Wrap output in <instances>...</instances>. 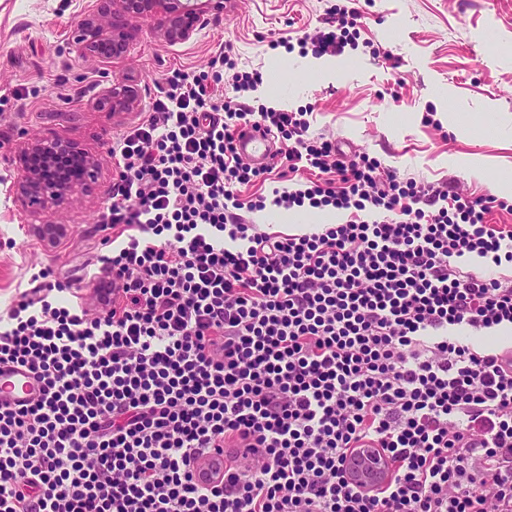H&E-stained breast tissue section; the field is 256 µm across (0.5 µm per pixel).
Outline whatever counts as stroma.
Listing matches in <instances>:
<instances>
[{"instance_id":"35a3bbf8","label":"stroma","mask_w":512,"mask_h":512,"mask_svg":"<svg viewBox=\"0 0 512 512\" xmlns=\"http://www.w3.org/2000/svg\"><path fill=\"white\" fill-rule=\"evenodd\" d=\"M339 2L227 0L217 12L201 0L206 24L189 41H166L157 17L135 21L127 56L112 64L72 42L81 0H0V311L44 266L90 293L98 215L116 175L112 147L148 115L171 70H205L225 50L238 70L261 73L254 101L311 109L313 135L381 169L475 197L512 182V0H357V49L318 56L285 47ZM122 80L136 84L139 102L115 112L103 90ZM33 137L71 142L98 161L95 181L64 207L30 208L15 189L18 155ZM247 219L261 232L293 234L347 216L270 205ZM44 224L63 225L64 236L43 239Z\"/></svg>"}]
</instances>
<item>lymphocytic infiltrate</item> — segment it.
<instances>
[{
	"label": "lymphocytic infiltrate",
	"instance_id": "f902f5d3",
	"mask_svg": "<svg viewBox=\"0 0 512 512\" xmlns=\"http://www.w3.org/2000/svg\"><path fill=\"white\" fill-rule=\"evenodd\" d=\"M336 13L317 53L357 43L356 9ZM261 82L225 54L172 70L112 150L92 294L50 300L46 267L0 315V369L39 387L0 401V512H512V345L448 335L512 325V281L466 268L511 263L512 228L486 223L492 198L344 160L309 112L242 102ZM245 126L320 179L241 201L265 175L236 153ZM269 204L351 218L243 220ZM362 448L384 488L350 478ZM243 214L251 222L248 224H255L259 232L287 234L308 232L325 224H338L350 219L349 212H336L330 208L313 209L305 206L285 210L271 204L264 211Z\"/></svg>",
	"mask_w": 512,
	"mask_h": 512
}]
</instances>
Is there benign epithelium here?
<instances>
[{
	"label": "benign epithelium",
	"mask_w": 512,
	"mask_h": 512,
	"mask_svg": "<svg viewBox=\"0 0 512 512\" xmlns=\"http://www.w3.org/2000/svg\"><path fill=\"white\" fill-rule=\"evenodd\" d=\"M162 16L163 37L171 43L186 42L203 25L201 11L192 0H85L79 11L77 43L80 53L104 59L121 60L129 50L127 29L134 20ZM104 98L112 103V111L127 112L138 100L136 87L129 82H116L104 90ZM76 153L68 142L38 138L29 142L19 160L21 179L17 192L33 206L65 204L74 189L73 179L58 171L55 158ZM77 177L88 184L95 177L96 159L78 154Z\"/></svg>",
	"instance_id": "7a95c632"
}]
</instances>
